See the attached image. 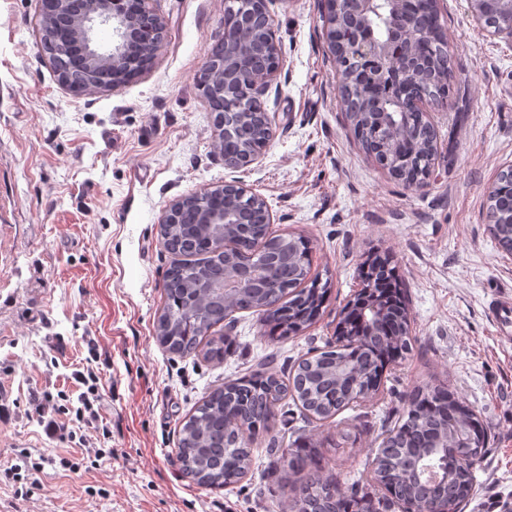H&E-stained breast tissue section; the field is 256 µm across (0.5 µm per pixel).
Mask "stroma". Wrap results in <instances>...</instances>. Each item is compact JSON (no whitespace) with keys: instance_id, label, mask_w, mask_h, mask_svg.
Listing matches in <instances>:
<instances>
[{"instance_id":"1","label":"stroma","mask_w":512,"mask_h":512,"mask_svg":"<svg viewBox=\"0 0 512 512\" xmlns=\"http://www.w3.org/2000/svg\"><path fill=\"white\" fill-rule=\"evenodd\" d=\"M167 38L151 70L116 92L76 96L40 48L37 0H0V512H288L264 452L319 449L343 478L360 473L415 388L447 384L489 439L461 512H512V345L487 316L512 294V254L490 230L487 191L512 167V41L477 27L467 0H441L452 59L424 189L395 181L347 120L323 27L325 0H268L283 59L263 96L273 137L261 157L225 166L215 114L197 78L224 37V0H150ZM266 202L278 234L311 244V276L329 281L317 322L270 340L241 312L223 363L168 353L155 336L173 256L159 237L169 204L227 181ZM372 254L405 290L411 349L383 395L307 423L279 403L251 437L258 467L207 491L181 476L180 425L202 397L277 354L288 374L333 336ZM98 397L76 419L86 385ZM105 449L98 457L96 449ZM43 461L17 494L8 472Z\"/></svg>"}]
</instances>
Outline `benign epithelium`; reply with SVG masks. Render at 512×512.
Masks as SVG:
<instances>
[{
    "label": "benign epithelium",
    "instance_id": "7a95c632",
    "mask_svg": "<svg viewBox=\"0 0 512 512\" xmlns=\"http://www.w3.org/2000/svg\"><path fill=\"white\" fill-rule=\"evenodd\" d=\"M42 27H47L52 14H73V23L84 30L85 41L79 54L88 71L112 64L116 82L98 89L115 92L125 83L148 71V64L140 62L137 48L148 47L155 55L165 39V23L149 7V0H40ZM379 0H327L324 19L326 37L331 47L339 48L355 63L356 74L365 87L364 108L368 120L353 126L358 140L384 143L397 124L394 112L401 110V101L388 96L385 82L398 83L409 93L415 87L425 59L408 49L411 44L421 47L436 42L448 47L444 30L428 35L413 31L410 15L402 9L405 0H389L386 36L375 35L370 24L377 12ZM474 21L483 26L489 14H499L504 23L494 29L492 36L505 35L512 39V0H469ZM112 30V43L102 46L95 37L97 28ZM57 54L75 49L68 33L57 29L52 34ZM396 58L402 66L388 70L386 62ZM224 83L216 92L206 89L204 81L199 88L215 112L224 113V142L244 138L243 115L253 116L255 124L271 137L272 123L262 106L261 98L281 77L283 63L267 10V0H224ZM264 147L236 155H224V164L242 167L257 160ZM251 191L238 181L224 183V206L215 207L204 222L208 224H251L252 213L241 205V199Z\"/></svg>",
    "mask_w": 512,
    "mask_h": 512
}]
</instances>
